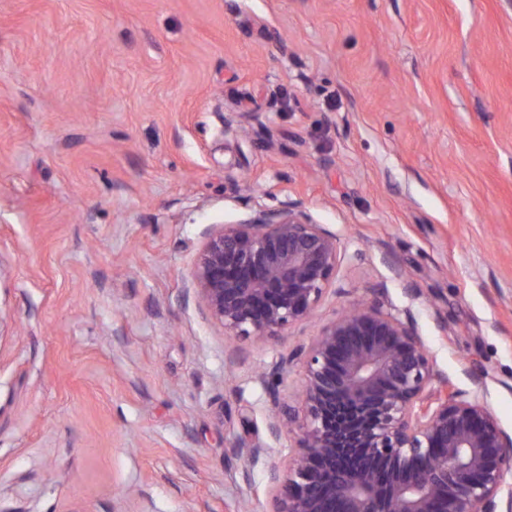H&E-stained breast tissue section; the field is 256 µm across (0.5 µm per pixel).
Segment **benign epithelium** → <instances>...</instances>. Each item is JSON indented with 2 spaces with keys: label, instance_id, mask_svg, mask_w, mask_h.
Masks as SVG:
<instances>
[{
  "label": "benign epithelium",
  "instance_id": "7a95c632",
  "mask_svg": "<svg viewBox=\"0 0 512 512\" xmlns=\"http://www.w3.org/2000/svg\"><path fill=\"white\" fill-rule=\"evenodd\" d=\"M337 236L295 202L254 208L209 234L194 290L231 336L264 342L310 319L336 281ZM304 367L297 411L267 387L270 433H297L298 453L269 471L271 512H512V433L476 391L434 371L411 308L365 301L281 359ZM266 447L239 440L232 453L258 460Z\"/></svg>",
  "mask_w": 512,
  "mask_h": 512
}]
</instances>
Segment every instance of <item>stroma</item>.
Returning <instances> with one entry per match:
<instances>
[{
    "instance_id": "35a3bbf8",
    "label": "stroma",
    "mask_w": 512,
    "mask_h": 512,
    "mask_svg": "<svg viewBox=\"0 0 512 512\" xmlns=\"http://www.w3.org/2000/svg\"><path fill=\"white\" fill-rule=\"evenodd\" d=\"M288 201L336 281L225 335L196 259ZM364 298L512 432V0H0V512H269L258 376Z\"/></svg>"
}]
</instances>
